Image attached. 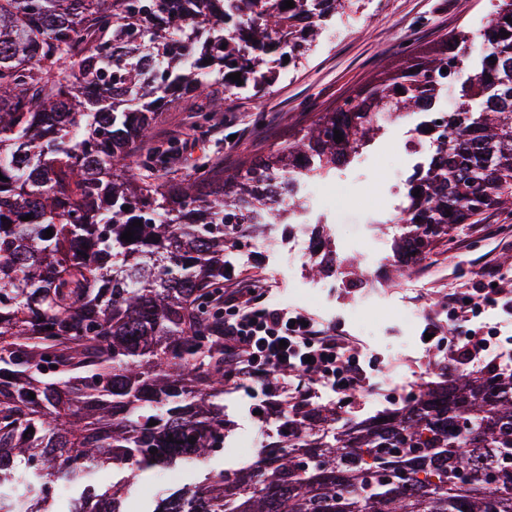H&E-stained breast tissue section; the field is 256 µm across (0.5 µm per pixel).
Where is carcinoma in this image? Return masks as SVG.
I'll return each mask as SVG.
<instances>
[{"label": "carcinoma", "mask_w": 512, "mask_h": 512, "mask_svg": "<svg viewBox=\"0 0 512 512\" xmlns=\"http://www.w3.org/2000/svg\"><path fill=\"white\" fill-rule=\"evenodd\" d=\"M293 2L0 0V512H136L129 471L216 457L226 255L282 223L273 191L330 175L382 113L435 111L476 51L480 70L412 183L396 269L512 198V0H498L479 46L461 31L409 56L230 176L211 162L176 183L155 174L175 145L137 149L162 98L195 92L209 122L224 99L205 77L266 90L340 0ZM433 375L385 421L328 437L311 430L335 409L297 402L280 414L289 434L253 466L213 467L145 512H512V368Z\"/></svg>", "instance_id": "1"}]
</instances>
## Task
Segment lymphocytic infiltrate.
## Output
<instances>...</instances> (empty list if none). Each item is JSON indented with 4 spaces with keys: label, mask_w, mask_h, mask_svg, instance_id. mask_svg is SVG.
<instances>
[{
    "label": "lymphocytic infiltrate",
    "mask_w": 512,
    "mask_h": 512,
    "mask_svg": "<svg viewBox=\"0 0 512 512\" xmlns=\"http://www.w3.org/2000/svg\"><path fill=\"white\" fill-rule=\"evenodd\" d=\"M490 290L448 296V310L460 323L451 337L449 356L476 361L485 353L488 340L467 322L481 308L498 305L507 289L497 287V269L485 270ZM224 362L232 369L236 385L254 396L255 411L271 408L282 381L294 374L297 389L311 395L316 386L332 383L336 393L348 399L368 384L358 356L349 354L347 336L337 327L306 320L304 313L267 304L261 285L242 279L224 291Z\"/></svg>",
    "instance_id": "1"
}]
</instances>
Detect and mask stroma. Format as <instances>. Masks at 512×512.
Here are the masks:
<instances>
[{
    "mask_svg": "<svg viewBox=\"0 0 512 512\" xmlns=\"http://www.w3.org/2000/svg\"><path fill=\"white\" fill-rule=\"evenodd\" d=\"M498 0H344L298 67L285 71L266 91L225 96L223 111L214 113L206 137L193 124L197 96L175 95L159 104L155 137L174 139L179 152L160 167L164 179L177 182L203 161L222 164L233 172L243 161L277 149L289 135L309 126L319 113L341 105L344 99L376 76L395 70L403 49L419 50L463 30L478 38ZM415 115L408 114L388 127L351 161L337 168L336 191L327 202L340 211L338 221L351 237L374 232L393 250L399 228L372 224L373 210L392 195L394 173L406 169L402 148ZM295 235L291 224L278 225L275 234H250L240 242L234 261L235 275L263 282L268 301L275 306L298 308L297 289L313 290L323 301L313 308L319 320L340 326L358 346L372 348L386 374L403 373L420 379L433 362L420 341L427 320L447 325L441 302L449 287L471 292L481 282V271L496 261L505 288L512 290V207L487 211L471 224L459 225L449 244L437 245L423 260L433 268L424 286L411 272L382 271L370 278L356 255H345L336 270L317 274L314 260L302 250H288ZM414 307L412 322L395 319L402 303ZM253 397L244 389L224 386V414L234 428L253 427L267 435L268 423L254 417Z\"/></svg>",
    "mask_w": 512,
    "mask_h": 512,
    "instance_id": "35a3bbf8",
    "label": "stroma"
}]
</instances>
